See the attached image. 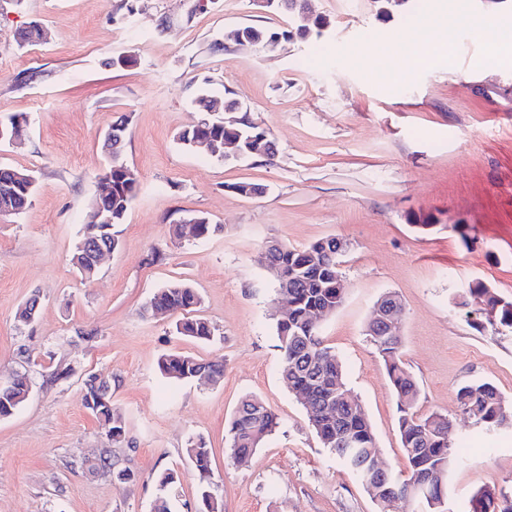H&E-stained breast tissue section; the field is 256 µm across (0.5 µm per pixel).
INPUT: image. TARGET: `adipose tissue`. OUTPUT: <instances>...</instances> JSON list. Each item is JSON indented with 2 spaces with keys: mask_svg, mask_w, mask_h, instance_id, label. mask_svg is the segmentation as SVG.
<instances>
[{
  "mask_svg": "<svg viewBox=\"0 0 512 512\" xmlns=\"http://www.w3.org/2000/svg\"><path fill=\"white\" fill-rule=\"evenodd\" d=\"M459 25L478 31L496 60L512 61V16L504 14L486 19L471 12L466 0H438L430 26L410 37L396 34L390 42L388 49L394 54L395 65L404 70L415 67L417 60L411 47L416 43L427 44L437 50L447 48L449 29Z\"/></svg>",
  "mask_w": 512,
  "mask_h": 512,
  "instance_id": "1",
  "label": "adipose tissue"
}]
</instances>
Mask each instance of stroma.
Listing matches in <instances>:
<instances>
[{"instance_id":"obj_1","label":"stroma","mask_w":512,"mask_h":512,"mask_svg":"<svg viewBox=\"0 0 512 512\" xmlns=\"http://www.w3.org/2000/svg\"><path fill=\"white\" fill-rule=\"evenodd\" d=\"M117 2L0 0V119L30 122L24 140L0 141V164L36 176L26 209L0 214V380L22 370L34 379L29 400L0 419V512H152L155 477L167 469L180 477L172 512H195L185 448L199 436L223 512H404L374 501L323 448L280 377L282 302L258 261L271 238L347 243L346 299L320 334L370 418L382 463L406 470L395 398L367 335L375 302L392 291L404 306L403 360L421 386L419 411L455 427L445 512H468L481 487L512 486V429L473 426L455 399L459 386L485 380L512 401V331H480L465 317L479 307L465 295L472 282L512 299V63L491 60L461 27L446 57L421 46L413 71H395L382 45L420 23L432 0H408L390 19L374 0H309L328 22L323 35L272 52L222 46L235 27H287L254 0H206L196 12L189 0H138L133 15ZM33 20L47 40L18 47L17 30ZM118 55L133 61L113 66ZM205 85L267 130L274 161L227 163L179 143L205 117L195 104ZM121 119L139 189L114 227L118 248L85 281L70 255L109 158L104 135ZM240 181L262 194L239 195ZM191 214L215 232L174 239L171 226ZM175 281L199 293L195 315L213 326L211 340L178 334L182 312L143 315ZM34 295L38 314L20 324L16 312ZM170 352L222 363L224 376L169 381L158 359ZM60 364L72 374L49 382ZM90 373L111 384L126 444L112 445L83 407ZM247 396L282 424L240 464L225 429ZM104 450L140 480L117 485L81 468Z\"/></svg>"}]
</instances>
